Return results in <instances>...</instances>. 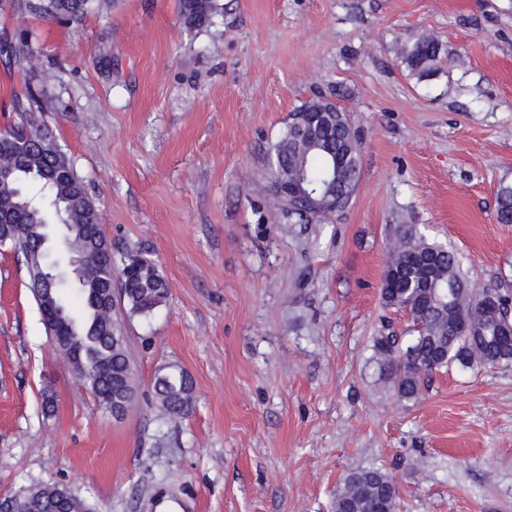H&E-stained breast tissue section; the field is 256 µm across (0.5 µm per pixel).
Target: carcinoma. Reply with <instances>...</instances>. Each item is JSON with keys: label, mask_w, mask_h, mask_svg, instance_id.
Returning a JSON list of instances; mask_svg holds the SVG:
<instances>
[{"label": "carcinoma", "mask_w": 512, "mask_h": 512, "mask_svg": "<svg viewBox=\"0 0 512 512\" xmlns=\"http://www.w3.org/2000/svg\"><path fill=\"white\" fill-rule=\"evenodd\" d=\"M95 0H19L25 15L81 21ZM218 0H180L183 24L208 28L220 15ZM441 45L421 37L401 50L402 61L423 79L437 70ZM30 86L15 97L20 125L0 129V238L23 256L29 288L41 313L61 312L51 327L57 350L77 379L109 413L132 405L137 379L128 347L127 326L134 316L147 317L163 305L168 288L145 251L112 252L83 181L52 134L37 123L43 111ZM321 109L304 134L292 121L270 146L268 170L274 200L300 218L330 224L339 210L336 199L353 195L361 177L362 149L350 136L347 114L336 121L338 107L313 100L299 113ZM497 221L512 224V186L498 191ZM47 224H66L68 251L81 262L56 282L55 270L41 246ZM489 291L473 287L454 250L429 241L410 225L402 226L389 248L381 286L388 306L411 313L414 336L404 347L393 335L378 336L373 348L382 364L395 370L400 397L416 399L425 380L451 363L464 367L494 366L512 361V339L502 335L505 314L494 318L483 307ZM153 389L159 411L183 418L194 405V381L178 365L163 367ZM19 512H98L77 490L37 483L13 494ZM335 512H397L393 478L379 468L345 475L336 495Z\"/></svg>", "instance_id": "carcinoma-1"}]
</instances>
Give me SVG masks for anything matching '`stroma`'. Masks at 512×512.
<instances>
[{
  "label": "stroma",
  "mask_w": 512,
  "mask_h": 512,
  "mask_svg": "<svg viewBox=\"0 0 512 512\" xmlns=\"http://www.w3.org/2000/svg\"><path fill=\"white\" fill-rule=\"evenodd\" d=\"M187 31L179 0H105L80 24L0 12V128L30 83L113 249L150 253L169 298L128 323L139 394L119 419L62 361L14 246L0 245V495L64 483L101 512H334L377 467L398 512H512V362L436 371L402 399L373 338L409 336L385 306L403 224L512 293V0H220ZM443 48L418 78L401 47ZM324 98L351 116L362 172L334 222L274 205L266 154ZM176 364L195 404L158 420ZM54 394L53 412L43 409ZM152 486L151 497L139 494Z\"/></svg>",
  "instance_id": "stroma-1"
}]
</instances>
